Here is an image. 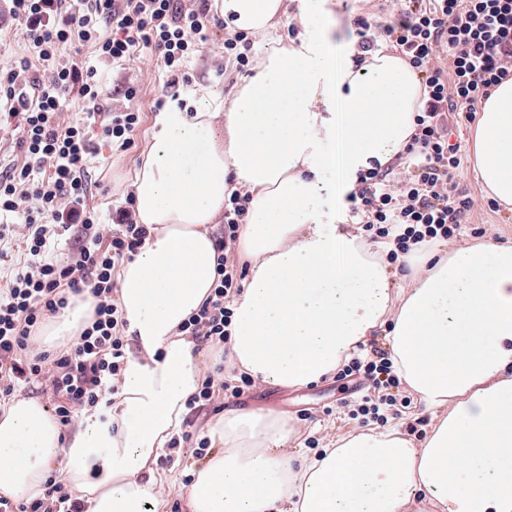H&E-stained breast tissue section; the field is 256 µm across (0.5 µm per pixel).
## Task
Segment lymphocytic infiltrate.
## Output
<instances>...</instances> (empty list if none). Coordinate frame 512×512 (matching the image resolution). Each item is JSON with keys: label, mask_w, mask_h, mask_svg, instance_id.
Listing matches in <instances>:
<instances>
[{"label": "lymphocytic infiltrate", "mask_w": 512, "mask_h": 512, "mask_svg": "<svg viewBox=\"0 0 512 512\" xmlns=\"http://www.w3.org/2000/svg\"><path fill=\"white\" fill-rule=\"evenodd\" d=\"M11 12L24 28L26 54L18 64L0 68V119L20 121L23 163L0 170V242L17 241L24 255L0 289V400L43 384L55 416L71 428L79 410L99 407L117 394L130 349L117 328L123 318L113 301L115 272L133 260L150 236L137 223L132 204L119 206L110 234H103L84 199L88 171L101 148L128 150L140 114L129 102L138 95L126 86V106L104 111L98 68L62 61L68 44L96 43L98 57L121 65L136 51L157 53L171 85L189 82L186 60L209 39L210 0H11ZM391 23L357 18L353 60L364 63L380 45L406 60L422 79L421 111L409 146L394 161L372 162L358 172L346 196L369 241L387 239L389 261L409 257L427 241L459 234L472 208L468 194L455 191L459 144L451 140L452 114L473 119L479 106L503 82L512 79V0H387ZM111 21L110 37L98 38L101 22ZM79 89L82 118L68 121L62 112L71 89ZM81 239L63 262L50 258L72 227ZM242 288L226 255L216 260V284L200 309L183 321L179 335L223 347L230 332V297ZM89 293L94 313L66 348L46 351L36 334L68 304L69 295ZM371 360L352 359L339 379L360 378L369 389L362 415H378L395 406L399 387L387 351L371 347ZM206 376L189 400L186 431L170 447L196 442L195 418L210 405L215 389L240 398L249 389ZM0 512H87L62 477L45 482L42 497L13 503L0 497Z\"/></svg>", "instance_id": "f902f5d3"}]
</instances>
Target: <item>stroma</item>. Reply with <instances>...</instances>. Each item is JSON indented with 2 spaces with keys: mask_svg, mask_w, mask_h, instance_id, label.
<instances>
[{
  "mask_svg": "<svg viewBox=\"0 0 512 512\" xmlns=\"http://www.w3.org/2000/svg\"><path fill=\"white\" fill-rule=\"evenodd\" d=\"M325 8V13L314 16V23L328 26L341 50L350 51L355 40L354 20L357 16L371 12L369 0H327ZM223 55L224 30L215 26L211 28L209 40L202 51L188 63L191 84L176 89L169 88V75L160 58L149 51L135 54L132 60L118 67L99 65L104 101H111L117 88L129 84L138 85L139 92L132 106L141 114V122L133 133V146L126 151H103L89 169L88 203L95 207L102 224H111L116 207L122 205L127 194L132 191L131 182L135 171L152 141L157 100H167L175 95L187 99L207 91L222 106H230L241 82V75L231 68L224 76H216L214 65ZM474 130V124L464 120L452 127L451 140L461 145V165L454 182L458 189L468 192L473 200L467 222L452 243L456 246L472 244L475 241L474 229L485 227L496 241L511 245L512 211L505 208L491 210L488 195L471 171ZM319 179L323 187V211L345 230L361 234L360 225L352 223L349 216L346 192L341 187L338 175L325 171L320 173ZM342 388V382L330 375L303 387L276 388L258 382L248 390L242 401L225 397L220 392L215 394L210 408L198 418L197 431L199 436H206L209 422L227 409L272 408L299 429V438L293 443L298 453L310 454L330 447L338 438L368 429L378 430L385 425L407 433L409 442L418 447L433 428L434 414L426 410L420 400L413 399L409 407L399 411H387V420L382 423L360 413L362 392L346 394ZM415 421L420 422V431L408 434V424ZM202 460L195 444L190 442L179 448L163 449L154 469L170 475L174 487L180 488L188 486L190 480L194 479Z\"/></svg>",
  "mask_w": 512,
  "mask_h": 512,
  "instance_id": "1",
  "label": "stroma"
}]
</instances>
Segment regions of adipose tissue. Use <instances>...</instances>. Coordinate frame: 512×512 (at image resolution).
<instances>
[{"instance_id": "adipose-tissue-1", "label": "adipose tissue", "mask_w": 512, "mask_h": 512, "mask_svg": "<svg viewBox=\"0 0 512 512\" xmlns=\"http://www.w3.org/2000/svg\"><path fill=\"white\" fill-rule=\"evenodd\" d=\"M283 0H222L230 29L267 34ZM420 79L399 56L362 66L325 28L267 42L228 112L210 94L166 104L133 188L151 236L120 271L117 304L137 347L112 405L79 412L64 435L39 399L0 407V496L42 494L51 471L88 512H157L172 490L151 469L178 435L208 373L177 329L215 283L213 229L239 186L250 196L233 245L249 262L226 368L277 387L335 372L385 321L395 373L436 413L413 446L366 430L299 457L298 431L272 411L229 410L208 427L212 450L184 496L189 512H512V244L436 241L403 291L385 245L321 220L319 172L349 177L409 144ZM473 169L512 205V80L483 104ZM73 296L40 336L65 348L93 312Z\"/></svg>"}]
</instances>
